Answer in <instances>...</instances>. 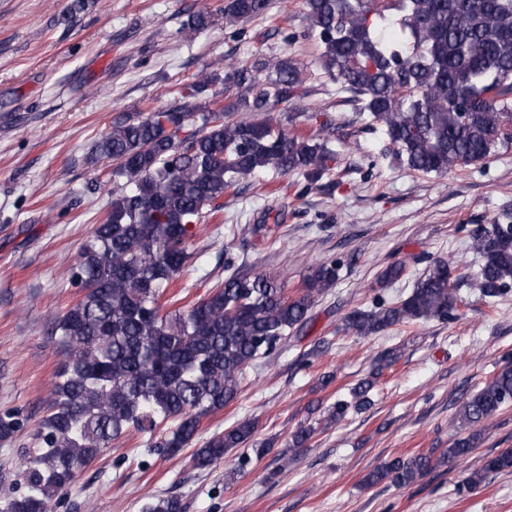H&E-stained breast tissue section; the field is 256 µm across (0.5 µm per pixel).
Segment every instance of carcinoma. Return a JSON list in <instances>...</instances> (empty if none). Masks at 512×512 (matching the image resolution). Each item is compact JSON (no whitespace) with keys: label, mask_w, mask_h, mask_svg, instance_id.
I'll use <instances>...</instances> for the list:
<instances>
[{"label":"carcinoma","mask_w":512,"mask_h":512,"mask_svg":"<svg viewBox=\"0 0 512 512\" xmlns=\"http://www.w3.org/2000/svg\"><path fill=\"white\" fill-rule=\"evenodd\" d=\"M270 0H228L224 25L266 16ZM318 39V63L367 127L380 130L388 153L409 172L444 175L512 148V0H304ZM263 82L231 60L224 75L203 73L185 85L180 107L148 108L116 119L92 146L87 163L111 168L115 186L99 222L78 250L72 281L80 297L53 321L64 362L53 400L36 430L40 448L21 471L25 491L0 512H49L84 469L126 432L174 456L196 441L201 420L233 401L246 369L271 356L307 322L315 298L332 286L339 263L313 268L296 293L269 274L234 271L186 310L163 311L171 282L188 270L197 226L216 220L224 194L240 180L274 169L297 173L311 189L330 171L328 116L314 135L290 136L269 121L233 112H286L301 97L303 69L280 60ZM480 255L476 276L451 278L453 261L437 260L403 300L376 297L354 308L342 331L370 337L401 324L458 318L461 281L493 302L512 291V224L482 225L471 234ZM378 373L338 399L319 424L343 420L350 406L371 404ZM512 403V362L469 398L459 416L478 425ZM23 428L0 412V440ZM244 419L213 434L193 454L205 469L251 441ZM317 428L299 424L292 450ZM473 435L449 447L389 460L361 479L414 484L435 464L461 461ZM512 470V448L471 473L472 491L491 473ZM143 512H183L176 496L148 501Z\"/></svg>","instance_id":"obj_1"}]
</instances>
